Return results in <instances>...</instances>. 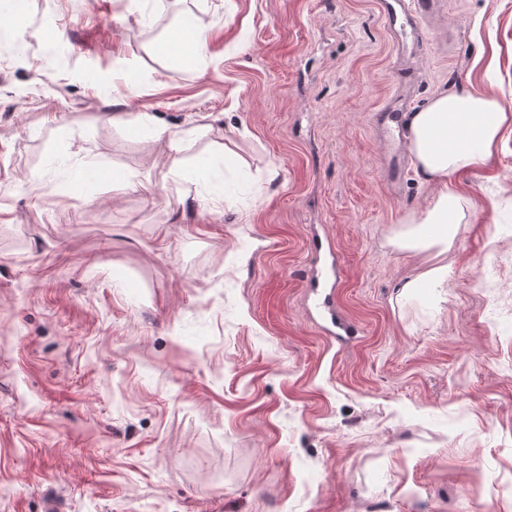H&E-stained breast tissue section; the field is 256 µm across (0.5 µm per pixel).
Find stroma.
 Returning a JSON list of instances; mask_svg holds the SVG:
<instances>
[{
    "mask_svg": "<svg viewBox=\"0 0 512 512\" xmlns=\"http://www.w3.org/2000/svg\"><path fill=\"white\" fill-rule=\"evenodd\" d=\"M185 14L193 67L159 50ZM471 86L512 109V0H444L409 53L380 0H27L0 25V512H512V129L455 179L445 286L404 297L423 259L387 238L437 188L393 197L374 125ZM208 24L200 16H192L189 24L181 25L172 37L161 45L162 50L174 49L186 65L193 66L203 58Z\"/></svg>",
    "mask_w": 512,
    "mask_h": 512,
    "instance_id": "35a3bbf8",
    "label": "stroma"
}]
</instances>
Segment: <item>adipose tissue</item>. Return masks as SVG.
<instances>
[{"instance_id": "ef3b65f1", "label": "adipose tissue", "mask_w": 512, "mask_h": 512, "mask_svg": "<svg viewBox=\"0 0 512 512\" xmlns=\"http://www.w3.org/2000/svg\"><path fill=\"white\" fill-rule=\"evenodd\" d=\"M208 25L192 17L166 41L186 65L200 61ZM512 125L508 112L492 94L478 89L444 92L434 96L406 125L407 147L417 173L439 184L440 190L426 211L409 216L389 237L396 249L429 253L431 260L406 289L442 287L448 277L446 257L459 225L467 223L471 204L451 188V176L483 166L497 150L503 130Z\"/></svg>"}]
</instances>
